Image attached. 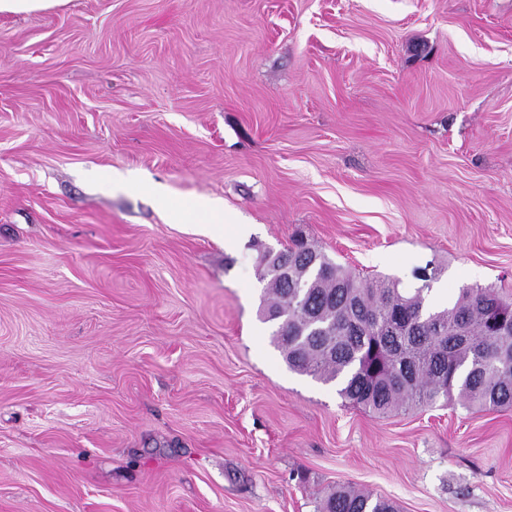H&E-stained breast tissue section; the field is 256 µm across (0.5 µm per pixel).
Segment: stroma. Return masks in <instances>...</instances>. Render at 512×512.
Segmentation results:
<instances>
[{
	"label": "stroma",
	"instance_id": "obj_1",
	"mask_svg": "<svg viewBox=\"0 0 512 512\" xmlns=\"http://www.w3.org/2000/svg\"><path fill=\"white\" fill-rule=\"evenodd\" d=\"M296 234L512 294V0L0 16V512H512V408L378 417L289 370L258 249ZM323 512H398V505L386 498L373 497L347 485L332 487L322 507Z\"/></svg>",
	"mask_w": 512,
	"mask_h": 512
}]
</instances>
